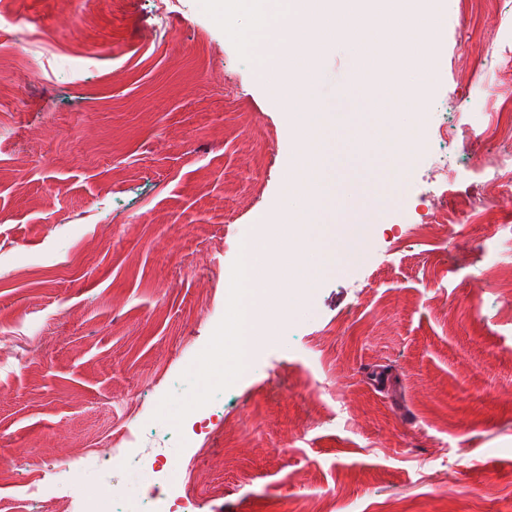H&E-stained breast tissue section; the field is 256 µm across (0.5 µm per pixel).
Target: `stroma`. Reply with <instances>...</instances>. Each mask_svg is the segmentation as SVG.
<instances>
[{"instance_id": "1", "label": "stroma", "mask_w": 512, "mask_h": 512, "mask_svg": "<svg viewBox=\"0 0 512 512\" xmlns=\"http://www.w3.org/2000/svg\"><path fill=\"white\" fill-rule=\"evenodd\" d=\"M436 75L402 198L382 197L363 258L282 313L274 340L210 406L203 437L155 411L228 304L262 221L300 205L285 180L289 105L199 0H7L0 18V512H48L30 474L87 468L79 489L145 493L101 450L136 416L200 512H512V0H430ZM355 70L326 49L317 81ZM465 123L470 148L442 130ZM448 180L430 181L431 159ZM494 209L496 223L469 205ZM448 204L441 240L408 235Z\"/></svg>"}]
</instances>
